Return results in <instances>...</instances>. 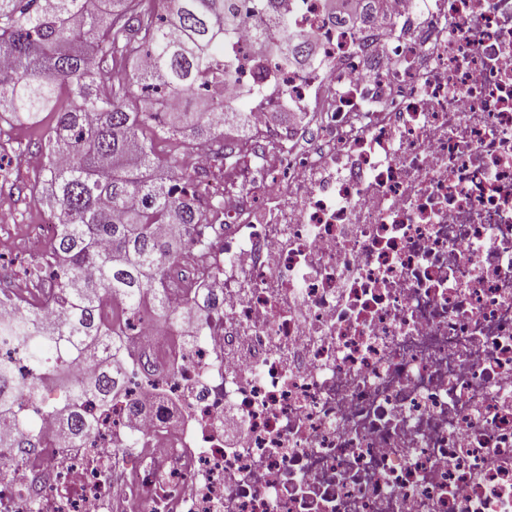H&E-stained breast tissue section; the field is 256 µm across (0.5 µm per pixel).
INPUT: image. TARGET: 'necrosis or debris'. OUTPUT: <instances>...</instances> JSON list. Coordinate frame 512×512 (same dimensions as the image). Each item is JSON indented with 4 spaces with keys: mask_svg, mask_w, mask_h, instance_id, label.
Instances as JSON below:
<instances>
[{
    "mask_svg": "<svg viewBox=\"0 0 512 512\" xmlns=\"http://www.w3.org/2000/svg\"><path fill=\"white\" fill-rule=\"evenodd\" d=\"M280 5L315 60L225 47L251 138L167 272L180 321L138 315L80 438L56 387L18 399L0 512H512V0Z\"/></svg>",
    "mask_w": 512,
    "mask_h": 512,
    "instance_id": "obj_1",
    "label": "necrosis or debris"
}]
</instances>
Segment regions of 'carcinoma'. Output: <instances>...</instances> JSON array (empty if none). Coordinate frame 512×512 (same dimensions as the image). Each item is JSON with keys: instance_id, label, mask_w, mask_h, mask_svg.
Returning a JSON list of instances; mask_svg holds the SVG:
<instances>
[{"instance_id": "obj_1", "label": "carcinoma", "mask_w": 512, "mask_h": 512, "mask_svg": "<svg viewBox=\"0 0 512 512\" xmlns=\"http://www.w3.org/2000/svg\"><path fill=\"white\" fill-rule=\"evenodd\" d=\"M141 2L0 0V124H36L55 113L40 142L42 187L56 208L48 253L56 272L48 287L70 315L59 326L33 305L16 306L0 318V345L21 347L35 373L99 358L97 374L71 387L69 401L49 406L69 410L74 437L87 429L76 410L81 397L109 402L127 365V326H101V296L111 294L130 315L148 309L176 321L162 283L182 241L154 226L183 224L198 250L209 245L207 220L195 204L197 177L183 170L157 177L155 142L224 140L214 120L240 116L224 112V79L231 78L224 46L252 17L261 19L260 49L281 43L285 55L308 57L302 39L286 35L277 0H254L251 16L239 0H166L158 13ZM133 85L138 110L126 108ZM166 97L181 98V109H161ZM21 388L39 392L36 379L19 382L12 362L0 357V444L25 420L14 412Z\"/></svg>"}]
</instances>
